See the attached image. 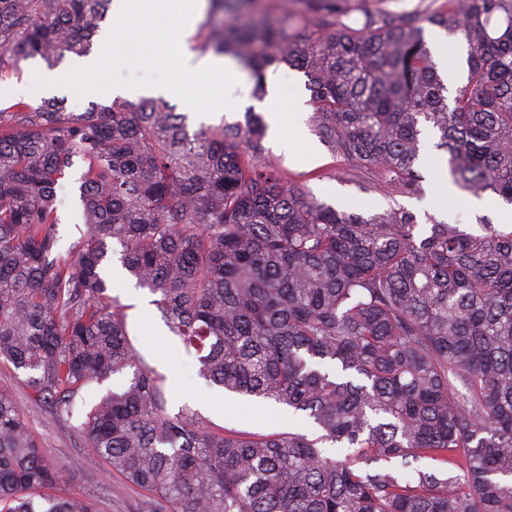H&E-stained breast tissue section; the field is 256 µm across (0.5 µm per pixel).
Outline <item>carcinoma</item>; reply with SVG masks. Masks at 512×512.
<instances>
[{"instance_id": "1", "label": "carcinoma", "mask_w": 512, "mask_h": 512, "mask_svg": "<svg viewBox=\"0 0 512 512\" xmlns=\"http://www.w3.org/2000/svg\"><path fill=\"white\" fill-rule=\"evenodd\" d=\"M300 2L255 18L256 0H211L225 21L201 28L200 48L260 84L280 63L303 71L316 134L400 193L423 192L425 122L456 185L512 204V0L365 9L358 29L338 0ZM111 5L0 0V76L89 55ZM425 23L466 41L451 101ZM263 137L255 117L191 132L161 98L0 111V359L57 417L132 371L78 430L151 512H512V229L429 216L422 238L402 207L340 211L285 184ZM76 158L86 231L63 259L58 188ZM115 245L206 380L285 404L318 436L170 414L166 378L109 295ZM72 481L0 388V512H95Z\"/></svg>"}]
</instances>
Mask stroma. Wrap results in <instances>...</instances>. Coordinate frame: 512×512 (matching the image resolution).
Wrapping results in <instances>:
<instances>
[{
	"label": "stroma",
	"instance_id": "obj_1",
	"mask_svg": "<svg viewBox=\"0 0 512 512\" xmlns=\"http://www.w3.org/2000/svg\"><path fill=\"white\" fill-rule=\"evenodd\" d=\"M342 4L345 8L342 23L358 27L362 24V10L366 7L424 14L444 8L445 0H342ZM81 63V58L70 54L65 55L63 61L52 69L38 58L22 62L21 77L0 79V109L20 99L36 105L44 98L53 96L65 98L67 103L76 105L80 110L93 102L111 104L113 96L107 92L79 97L63 86L47 90L36 87V76L50 73L63 77L80 67ZM274 75L282 87L283 96L270 108H263L264 96L256 91L254 82L249 80L232 90L235 108L200 116L190 113L187 105L181 102L177 103L176 109L187 114L188 127L192 130L203 124L217 126L224 121L231 123L242 119L247 111L258 110L268 126L262 141L265 161L280 167L288 182L304 188L319 201L339 210L369 218L398 204L415 214L423 227L427 226V218L431 215L440 216L449 224L466 225L472 232L477 231L478 222L483 217L492 224H500L504 206L501 198H494L492 204L479 210L468 205V191L451 188L447 159L436 149L437 138L431 131H424L421 136L422 160L417 164L424 178V193L418 197L400 194L393 187L381 183L369 169L331 154L309 124L314 105L304 73L282 66L275 70ZM295 110L301 113L303 143L298 154L291 157L278 147L279 142L291 137V130L285 125L273 128L272 123L276 113ZM80 172V167H73L58 190L61 200L58 211L60 249L64 252L81 236ZM110 294L126 308L137 349L166 376L170 413H177L187 405L215 429H233L246 434L288 431L312 434L313 428L304 414L270 401L227 394L221 388L208 385L199 373L195 358L186 354L167 331L159 311L151 303L152 296L148 290L135 287L132 280L122 275L113 279ZM1 386L14 389L25 419L47 454L73 472L74 482L69 488L70 493L90 500L96 512H147L149 503L145 492L92 463L91 452L78 432L79 418H52L45 404L31 399L14 367L3 361L0 362ZM218 397L224 400V411L220 414L206 407L207 401Z\"/></svg>",
	"mask_w": 512,
	"mask_h": 512
}]
</instances>
